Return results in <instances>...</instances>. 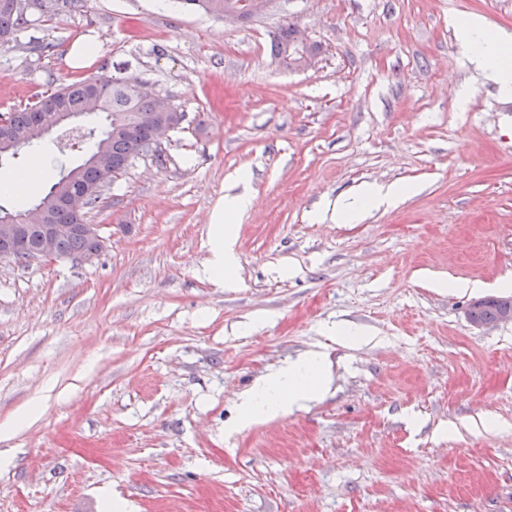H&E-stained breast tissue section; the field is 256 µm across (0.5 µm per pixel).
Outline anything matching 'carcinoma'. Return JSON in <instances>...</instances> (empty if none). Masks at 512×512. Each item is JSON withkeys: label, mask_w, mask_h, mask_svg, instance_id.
<instances>
[{"label": "carcinoma", "mask_w": 512, "mask_h": 512, "mask_svg": "<svg viewBox=\"0 0 512 512\" xmlns=\"http://www.w3.org/2000/svg\"><path fill=\"white\" fill-rule=\"evenodd\" d=\"M249 0H180V6L189 11L204 12L217 20H224L228 13L249 14ZM28 23V16L15 9L14 0H0V45L9 43L13 36ZM297 26L288 22L279 28L275 38V58L288 66L292 51L301 45L295 34ZM99 80L110 86L109 93L93 99V85ZM45 105L46 112L84 113L88 116L106 114L111 131L100 138L94 129H88L89 156L86 161L66 172L53 186L57 194L86 192L87 207L92 208L100 198L101 189L115 178L114 170L127 166L146 154L155 127L175 121L178 108L161 111L153 99L142 93L136 79L112 78L94 75L58 87L46 94L36 104L5 115L10 128L23 135V147L43 144L40 134L43 117L35 106ZM48 224H85V214L72 213L56 204H49L45 217ZM101 243L83 233L65 231L56 241V251L61 256L101 251Z\"/></svg>", "instance_id": "obj_1"}]
</instances>
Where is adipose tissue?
Returning <instances> with one entry per match:
<instances>
[{
    "label": "adipose tissue",
    "mask_w": 512,
    "mask_h": 512,
    "mask_svg": "<svg viewBox=\"0 0 512 512\" xmlns=\"http://www.w3.org/2000/svg\"><path fill=\"white\" fill-rule=\"evenodd\" d=\"M453 25L459 44L471 61L497 85L502 96L511 97L512 40L489 28L477 15L454 18ZM403 194V188L393 184L369 185L362 189L358 202L336 201L330 211L320 212L318 218L335 224L352 223L359 219L365 207L394 206ZM248 206L247 196H229L212 213L207 270L219 287L229 288L234 284L238 256L229 225ZM332 384L325 353L318 349L309 350L262 377L250 392L243 394L240 398L241 416L247 421L275 418L305 401L326 396Z\"/></svg>",
    "instance_id": "obj_1"
}]
</instances>
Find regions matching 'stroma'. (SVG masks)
Returning a JSON list of instances; mask_svg holds the SVG:
<instances>
[{
    "mask_svg": "<svg viewBox=\"0 0 512 512\" xmlns=\"http://www.w3.org/2000/svg\"><path fill=\"white\" fill-rule=\"evenodd\" d=\"M470 14L512 36V0H275L237 25L73 0L0 45V113L105 74L186 115L164 164L103 188L95 260L0 266V424L37 409L0 440V512H512V321L466 317L512 298V98L459 47ZM286 20L312 67L274 58ZM80 36L99 50L75 70ZM391 183L392 209L315 219ZM233 194L251 204L222 288L209 225ZM319 343L332 392L239 426L240 396Z\"/></svg>",
    "mask_w": 512,
    "mask_h": 512,
    "instance_id": "35a3bbf8",
    "label": "stroma"
}]
</instances>
